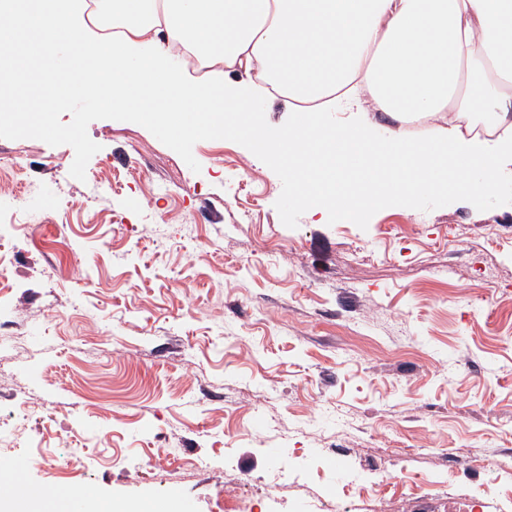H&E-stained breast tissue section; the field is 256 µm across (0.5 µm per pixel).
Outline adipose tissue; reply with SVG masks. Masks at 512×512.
Wrapping results in <instances>:
<instances>
[{
  "label": "adipose tissue",
  "mask_w": 512,
  "mask_h": 512,
  "mask_svg": "<svg viewBox=\"0 0 512 512\" xmlns=\"http://www.w3.org/2000/svg\"><path fill=\"white\" fill-rule=\"evenodd\" d=\"M46 49L70 47L81 79L58 93L184 135L242 137L293 174L297 207L336 223L379 205L407 206L455 186L466 197L499 188L512 163V0H0V68L27 71L14 51L17 19ZM192 55L207 70L194 79ZM240 73L229 82L226 70ZM396 121L378 137L362 118L327 122L358 90ZM277 92L288 121L261 117ZM448 134L408 140V118Z\"/></svg>",
  "instance_id": "ef3b65f1"
}]
</instances>
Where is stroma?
<instances>
[{"label": "stroma", "mask_w": 512, "mask_h": 512, "mask_svg": "<svg viewBox=\"0 0 512 512\" xmlns=\"http://www.w3.org/2000/svg\"><path fill=\"white\" fill-rule=\"evenodd\" d=\"M49 60L0 124V224L27 239L0 267V459L44 508L68 485L107 508L512 512L511 164L491 195L322 221L234 135L78 100L41 128Z\"/></svg>", "instance_id": "1"}]
</instances>
